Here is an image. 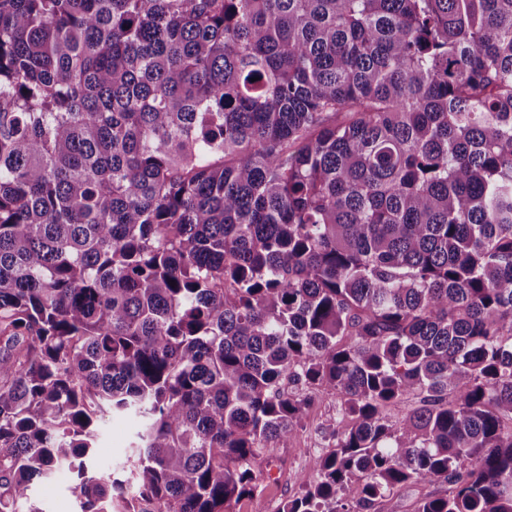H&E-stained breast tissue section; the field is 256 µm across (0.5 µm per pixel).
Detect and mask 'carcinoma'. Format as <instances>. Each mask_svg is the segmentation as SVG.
<instances>
[{"instance_id": "obj_1", "label": "carcinoma", "mask_w": 512, "mask_h": 512, "mask_svg": "<svg viewBox=\"0 0 512 512\" xmlns=\"http://www.w3.org/2000/svg\"><path fill=\"white\" fill-rule=\"evenodd\" d=\"M318 388L278 512H512V0H0V512H233ZM340 397L332 391L319 390L314 403L303 415V428L297 440L288 448H272L270 454L287 460L278 483L267 485L261 493L233 504V512H277L281 503L299 493L298 476L313 472L314 458L332 443ZM135 429L132 421L120 418H112L104 423L95 459L98 471L111 472L124 465ZM74 485L73 474L61 471L51 481L34 488L32 492L34 504L44 512H75L76 498L70 490ZM441 490L438 486L426 484L404 487L382 502L380 512H412L413 503L418 497L428 493H439Z\"/></svg>"}]
</instances>
